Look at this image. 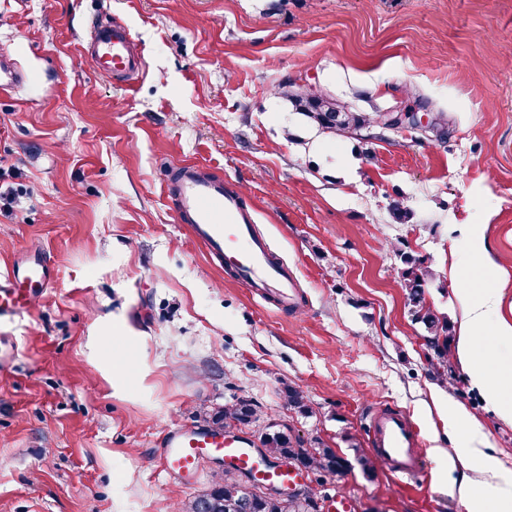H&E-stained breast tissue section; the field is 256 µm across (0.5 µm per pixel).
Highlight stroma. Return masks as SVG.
I'll use <instances>...</instances> for the list:
<instances>
[{"label":"stroma","instance_id":"1","mask_svg":"<svg viewBox=\"0 0 512 512\" xmlns=\"http://www.w3.org/2000/svg\"><path fill=\"white\" fill-rule=\"evenodd\" d=\"M111 22L145 61L126 84L79 55ZM2 51L27 81L0 95V194L27 197L0 210V272L36 251L52 281L0 321V512H178L215 467L173 476L166 435L240 399L344 458L302 481L356 512H467L447 481L460 436L427 456V484L364 470L373 407L425 439L461 407L512 470V422L459 360L453 382L431 375L400 286L402 256L420 259L427 304L459 333L479 260L461 228L479 225L499 294L481 342L512 356L497 333L512 326V0H0ZM309 88L430 125L334 135L286 97ZM188 161L256 207L299 306L258 303L208 260L164 191Z\"/></svg>","mask_w":512,"mask_h":512}]
</instances>
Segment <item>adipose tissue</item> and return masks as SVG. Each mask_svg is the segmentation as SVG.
Masks as SVG:
<instances>
[{
	"label": "adipose tissue",
	"instance_id": "obj_1",
	"mask_svg": "<svg viewBox=\"0 0 512 512\" xmlns=\"http://www.w3.org/2000/svg\"><path fill=\"white\" fill-rule=\"evenodd\" d=\"M467 308L466 329L456 348L461 363L467 366L472 381L485 392L488 408L501 420L512 422V359L500 355L478 354L472 343L473 334L483 332L485 315L498 302L495 276L489 264H479L473 282L463 289ZM447 426L464 430L466 439L462 458L469 463L485 465L486 478L474 486L467 474L449 475L448 481L458 486L466 500L468 512H484L485 502H493L495 512H512V471L487 464V439L479 430L470 428L469 416L463 410L449 408Z\"/></svg>",
	"mask_w": 512,
	"mask_h": 512
}]
</instances>
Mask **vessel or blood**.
I'll use <instances>...</instances> for the list:
<instances>
[{
  "instance_id": "1",
  "label": "vessel or blood",
  "mask_w": 512,
  "mask_h": 512,
  "mask_svg": "<svg viewBox=\"0 0 512 512\" xmlns=\"http://www.w3.org/2000/svg\"><path fill=\"white\" fill-rule=\"evenodd\" d=\"M134 39L124 26L94 27L84 58L94 72L107 80L129 81L144 68L133 50ZM25 76L9 55L0 56V94L22 87ZM181 218L189 224L195 241L217 266L234 270L238 280L259 302L298 305L301 291L283 262L272 255L269 244L253 232V212L240 195L225 188L221 180L206 173L199 164L178 167L170 182ZM51 280L41 263L14 265L0 274V321L28 312L42 288ZM371 451L385 470L405 483H425L426 461L418 428L402 410L382 406L369 413ZM208 454L221 455L232 467L260 482H289L291 473L264 461L242 440L225 434L214 440L206 432L170 433L166 444L169 471L179 477L194 471Z\"/></svg>"
}]
</instances>
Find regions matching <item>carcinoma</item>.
I'll use <instances>...</instances> for the list:
<instances>
[{
    "instance_id": "cac0c4a2",
    "label": "carcinoma",
    "mask_w": 512,
    "mask_h": 512,
    "mask_svg": "<svg viewBox=\"0 0 512 512\" xmlns=\"http://www.w3.org/2000/svg\"><path fill=\"white\" fill-rule=\"evenodd\" d=\"M289 98L310 121L333 134L355 135L372 124L384 126L383 113L376 112L368 116L363 112H351L328 94H291ZM404 264L406 268L401 273L400 285L405 290L414 319L425 328V344L433 352L435 360L432 364L433 374L438 378L446 377L450 328L447 320L426 306L424 288L431 272L411 256L404 257ZM285 398L288 405L297 412L303 415L308 412L305 397L299 389L288 387ZM260 418L259 410L253 403L239 400L214 414L206 415L205 421L214 424L237 422L250 426ZM259 440L266 456L273 459L288 457L308 470L336 473L346 465V461L331 449L306 448L301 441H294L281 432L261 431ZM205 498L210 499L209 512H318L316 495L309 487L296 498H267L244 488L236 473L227 470L207 491L183 503L180 512H199Z\"/></svg>"
}]
</instances>
